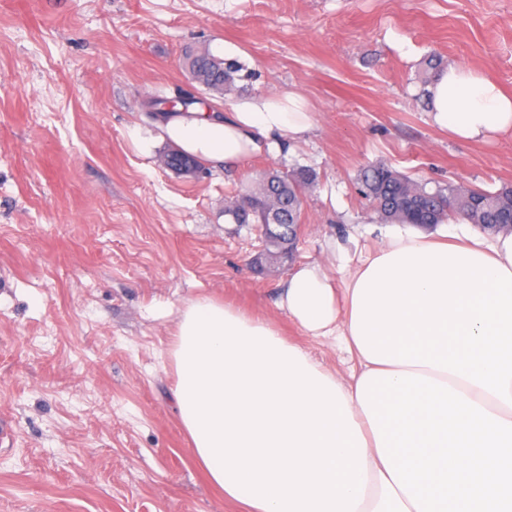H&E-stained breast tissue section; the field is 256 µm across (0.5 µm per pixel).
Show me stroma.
Wrapping results in <instances>:
<instances>
[{"mask_svg": "<svg viewBox=\"0 0 512 512\" xmlns=\"http://www.w3.org/2000/svg\"><path fill=\"white\" fill-rule=\"evenodd\" d=\"M236 48L247 92L293 90L308 143L232 170L167 169L129 137L155 92L191 89L186 48ZM512 93V0H0V512H240L197 464L174 403L173 337L211 298L266 318L348 378L347 354L276 307L254 225L224 203L268 170H315L296 264L385 226L357 190L382 162L430 185H512V137L429 120L431 57Z\"/></svg>", "mask_w": 512, "mask_h": 512, "instance_id": "obj_1", "label": "stroma"}]
</instances>
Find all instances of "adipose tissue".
I'll list each match as a JSON object with an SVG mask.
<instances>
[{"mask_svg":"<svg viewBox=\"0 0 512 512\" xmlns=\"http://www.w3.org/2000/svg\"><path fill=\"white\" fill-rule=\"evenodd\" d=\"M433 125L463 142L512 135V94L454 64L431 87ZM133 124L215 169L306 140L288 90ZM338 279L307 263L277 306L335 337L341 380L267 321L210 298L175 333L174 399L209 481L243 512H512V233L461 221L437 237L394 226L374 252L340 249Z\"/></svg>","mask_w":512,"mask_h":512,"instance_id":"1","label":"adipose tissue"}]
</instances>
